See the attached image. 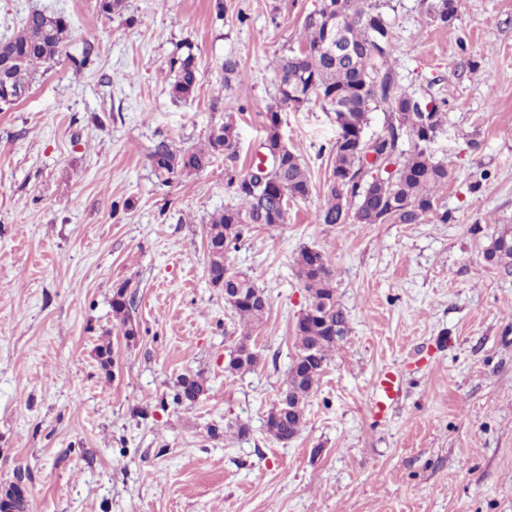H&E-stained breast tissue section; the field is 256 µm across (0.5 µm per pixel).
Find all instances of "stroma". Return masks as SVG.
<instances>
[{
	"mask_svg": "<svg viewBox=\"0 0 512 512\" xmlns=\"http://www.w3.org/2000/svg\"><path fill=\"white\" fill-rule=\"evenodd\" d=\"M370 2L394 32L398 89L447 114L428 152L448 185L419 224L316 223L335 115L278 107L310 192L227 255L271 303L252 330L259 366L230 374L241 328L209 283L206 226L266 138L273 62L319 0H126L109 19L97 0H0V38L45 10L98 54L77 75L53 65L0 109V488L24 478L29 512H512V272L484 259L512 225V0H458L447 29L423 0ZM180 42L202 75L186 102L169 95ZM230 54L241 79L228 88ZM228 116L235 162L157 183V140L203 145ZM306 247L335 270L349 334L281 443L264 420L311 302L294 266ZM125 282L132 342L112 311ZM388 367L402 394L378 421L370 386ZM196 374L206 392L175 404Z\"/></svg>",
	"mask_w": 512,
	"mask_h": 512,
	"instance_id": "stroma-1",
	"label": "stroma"
}]
</instances>
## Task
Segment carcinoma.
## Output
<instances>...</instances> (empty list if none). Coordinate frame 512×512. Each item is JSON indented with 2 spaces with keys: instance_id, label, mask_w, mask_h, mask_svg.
I'll use <instances>...</instances> for the list:
<instances>
[{
  "instance_id": "cac0c4a2",
  "label": "carcinoma",
  "mask_w": 512,
  "mask_h": 512,
  "mask_svg": "<svg viewBox=\"0 0 512 512\" xmlns=\"http://www.w3.org/2000/svg\"><path fill=\"white\" fill-rule=\"evenodd\" d=\"M336 5L349 22L343 39L354 49L348 58L327 51L336 38V28L312 17L302 23L298 50L276 60L279 105L300 106L316 101L334 112L339 128L332 148L333 168L326 185L325 205L315 213L319 224H419L434 210L437 192L448 185V165L433 161L427 144L447 119L434 100L398 90L390 59L393 32L368 0H321V6ZM458 0H433L430 19L448 26L454 19ZM71 43L69 20L62 14L34 10L26 16L21 30L0 40V105L18 101L15 93L26 91L42 65L66 57L76 72L91 69L97 60L86 43L78 54L67 52ZM174 72L170 96L187 101L196 93L201 74L193 47L176 45L170 59ZM387 105L391 122L388 133L372 147H357L356 133L365 129L371 113ZM269 133L265 140L270 152H281L280 169L265 175L259 184L251 173L230 177L236 203L214 213L206 230L207 275L210 284L224 289V300L243 327L237 355L228 359L225 370L238 373L260 363V355L248 341L252 328L261 323L269 309L263 289L247 276L229 268L226 255L238 249L257 225L275 228L285 223L289 202L305 198L310 191L307 169L299 156L278 133V111L267 112ZM414 138L410 150L399 149L403 134ZM235 125L227 120L213 127L200 148L182 149L167 140L156 143L148 154L157 182L165 185L177 174H190L208 168L222 156L236 159ZM394 156L398 169L392 176L379 172L369 155ZM485 260L506 270L512 269V230L505 229L491 238ZM297 274L312 301L297 319V357L292 362L277 402L268 411L267 432L279 442L295 438L304 423V404L327 366L337 343L348 333V314L336 301L335 270L323 253L304 248L297 259ZM132 299L122 285L112 299V310L122 316L130 335H137L130 314ZM206 391L200 376H183L178 381L175 401L193 405ZM17 485L0 492L13 512H27L29 504L16 494Z\"/></svg>"
}]
</instances>
